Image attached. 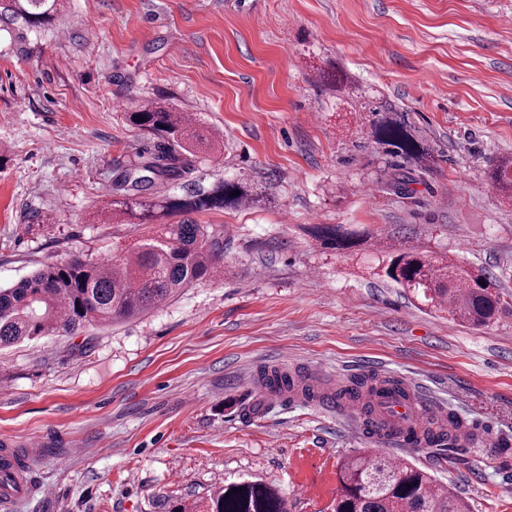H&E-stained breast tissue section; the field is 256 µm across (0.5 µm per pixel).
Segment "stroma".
<instances>
[{
    "mask_svg": "<svg viewBox=\"0 0 512 512\" xmlns=\"http://www.w3.org/2000/svg\"><path fill=\"white\" fill-rule=\"evenodd\" d=\"M333 68L342 90L321 78ZM159 96L224 145L155 194L242 177L263 200L185 217L223 225V277L0 349V449L33 487L12 512H167L251 477L288 512H331L340 462L378 442L346 410L269 394L266 367L327 390L372 370L431 395L496 449L387 455L434 465L471 512H512V317L460 325L374 275L375 250L342 258L308 233L404 240L512 292V206L486 177L512 156V0H66L0 55V287L140 234L98 213L165 149L126 120ZM385 106L433 157L406 195L384 189L371 142Z\"/></svg>",
    "mask_w": 512,
    "mask_h": 512,
    "instance_id": "1",
    "label": "stroma"
}]
</instances>
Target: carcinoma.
Segmentation results:
<instances>
[{
    "label": "carcinoma",
    "mask_w": 512,
    "mask_h": 512,
    "mask_svg": "<svg viewBox=\"0 0 512 512\" xmlns=\"http://www.w3.org/2000/svg\"><path fill=\"white\" fill-rule=\"evenodd\" d=\"M62 0H0V53H8L22 38L21 30L45 27L63 10ZM141 132L168 143L167 153L134 165L112 188L109 216H126L130 224L151 228L130 243L121 256L110 259L73 256L43 265L16 284L0 288V348L50 334H75L88 325L131 320L169 300L181 289L224 273V227L217 224H163L176 213L253 204L255 199L240 179H226L202 194L149 197L157 181L174 180L190 171V156L218 142L187 119L165 98H157L128 113ZM374 144L389 158L426 168L431 154L392 111L384 112L372 129ZM502 202L512 205V157L491 164ZM239 195H234V192ZM321 247L349 256L368 244L365 233L336 225L313 229ZM384 276L424 304L446 311L453 320L475 328L489 327L512 315V296L497 287L485 270L454 263L441 253L405 243H388ZM268 392L286 396L297 390L324 407L340 409L346 401L365 396L409 395L395 378L374 374L354 377L334 391L299 386L287 372L262 370ZM362 424L380 434L385 424L373 405L362 408ZM425 447L446 451L458 437L435 418H423L419 431ZM339 487L333 512H470L468 502L441 483L431 470L409 460L375 452L345 458L338 469ZM239 492H234V489ZM168 512H288L286 500L262 479L232 481L199 501L167 500Z\"/></svg>",
    "instance_id": "obj_1"
}]
</instances>
